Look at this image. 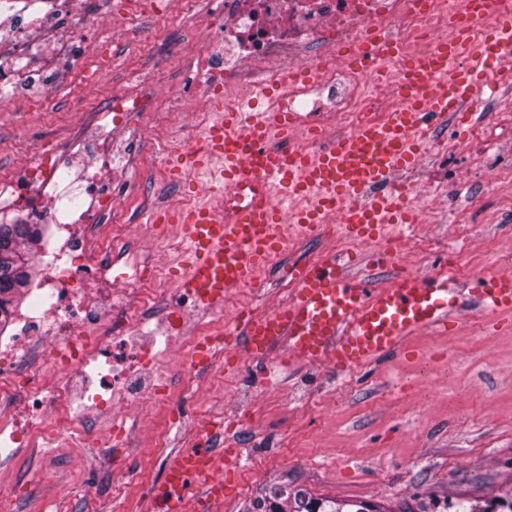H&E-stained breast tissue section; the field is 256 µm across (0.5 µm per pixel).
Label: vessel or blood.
Segmentation results:
<instances>
[{"mask_svg": "<svg viewBox=\"0 0 512 512\" xmlns=\"http://www.w3.org/2000/svg\"><path fill=\"white\" fill-rule=\"evenodd\" d=\"M467 11L492 16L493 29L478 39L437 41L409 60L408 104L327 150L289 155L271 150L269 141L284 129L278 113L259 108L264 90L222 113L192 163L206 173L215 197L249 177L259 180L260 191L229 221L212 201L168 212L167 222L181 225L184 233L182 287L195 289L212 306L247 287L284 241L277 220L283 207L297 226L335 216L352 235L367 236L394 223L404 206L397 177L418 166V143L430 133L428 120L444 121L458 111L488 67H495L498 83L512 85V65L499 61L500 49L512 43V13L501 10L497 0H468ZM451 281L443 269L403 274L390 285L373 287L332 256L303 272L286 306L246 321L244 348L261 359L271 342H282L283 362H323L346 371L395 351L414 331L444 328L462 315L467 306L450 296ZM474 300L484 316L511 311L512 277L482 280ZM223 467V451L186 449L168 468V486L153 488L151 498L160 512H187V491L204 476L212 498H223L224 485L214 477Z\"/></svg>", "mask_w": 512, "mask_h": 512, "instance_id": "obj_1", "label": "vessel or blood"}]
</instances>
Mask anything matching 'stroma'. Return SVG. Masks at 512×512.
<instances>
[{"instance_id": "obj_1", "label": "stroma", "mask_w": 512, "mask_h": 512, "mask_svg": "<svg viewBox=\"0 0 512 512\" xmlns=\"http://www.w3.org/2000/svg\"><path fill=\"white\" fill-rule=\"evenodd\" d=\"M127 2L87 0V12L104 15L100 28L65 54L37 60V67L76 77L52 101L41 105L24 92L0 104V175L19 172L43 145L64 160L77 154L83 124L113 93L134 90L132 74L156 76L151 95L159 104L176 97L194 104L198 86L185 65L203 46L199 16L134 17ZM141 120L134 115L123 133L137 141L138 152L121 170L130 200L117 223L171 286L183 267L155 245L148 217L158 202H198L207 178L198 172L176 184L151 181L182 137L192 136L191 115L156 114L148 135L138 129ZM489 177L464 150L450 159L423 157L407 178L440 189L439 197L424 196L430 220L417 229L434 240L433 249L418 254L404 241L378 268L370 259L383 252L380 241L352 243L340 234L337 256L348 273L386 285L403 272L446 267L453 253L459 294L468 298L474 278L504 273L501 256L512 253V211L494 201L472 223L480 248L458 234L470 223L469 198L485 196ZM226 342L215 376L181 385L172 403L146 404L144 427H118L103 416L86 424L81 440L45 448L25 443L1 459L0 491L9 493L13 512H148L152 478L194 439L182 409L200 420L222 419L227 444L241 458L224 470L231 490L216 512H251L257 499L283 485L389 512H457L461 504L482 512L490 499L512 497V311L476 334L462 317L444 329L415 331L401 350L349 371L273 359L258 368L256 383L243 369L249 357L241 337ZM126 472L134 474L132 484L121 481Z\"/></svg>"}]
</instances>
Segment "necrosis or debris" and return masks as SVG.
Instances as JSON below:
<instances>
[{
	"instance_id": "necrosis-or-debris-1",
	"label": "necrosis or debris",
	"mask_w": 512,
	"mask_h": 512,
	"mask_svg": "<svg viewBox=\"0 0 512 512\" xmlns=\"http://www.w3.org/2000/svg\"><path fill=\"white\" fill-rule=\"evenodd\" d=\"M466 0H224L209 18L210 31L198 60L200 93L192 118L206 125L216 101L233 110V89L268 88L262 105L284 114L287 142L275 149L320 150L341 130L378 122L403 105L398 89L401 61L372 82L356 65L393 39L405 57L422 53L436 38L493 20L468 15ZM98 24L71 0H0V103L24 86L52 91L53 71L31 68L32 59L53 46L80 43ZM149 96L112 95L87 135L81 156L61 164L36 151L18 176L0 180V222L48 225L51 250L37 292L44 305L32 306L23 322L0 334V447L25 440L39 445L78 437L87 419L109 413L113 424L135 419L143 403L167 389V364L181 347L187 380L212 374L213 364L191 355L196 343L184 333L197 317L205 337L220 339L224 318L194 292L179 288L170 298L158 331H151L148 286L156 266L145 264L112 224L127 193L115 174L131 147L112 140L133 113L150 114ZM512 120V96L498 98L493 120L470 121L449 138L424 144L443 155L460 148L482 154L497 143L504 119ZM85 197L91 221H77L66 201Z\"/></svg>"
}]
</instances>
